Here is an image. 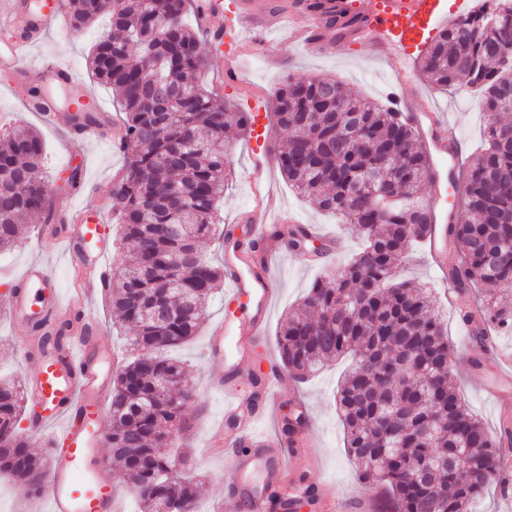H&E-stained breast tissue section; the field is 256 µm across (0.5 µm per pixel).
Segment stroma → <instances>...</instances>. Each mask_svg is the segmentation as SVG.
<instances>
[{"label":"stroma","instance_id":"obj_1","mask_svg":"<svg viewBox=\"0 0 512 512\" xmlns=\"http://www.w3.org/2000/svg\"><path fill=\"white\" fill-rule=\"evenodd\" d=\"M225 28L227 33L222 43L207 45L198 82L206 91L231 103L237 110H245L248 101L273 95L287 77L332 76L353 93L382 105L389 104L396 96L420 95L434 109L447 112L448 131L462 141L465 153H472L481 143L487 122L481 97L471 91L441 90L428 82L419 67H412V82L404 86L397 84L396 75L384 58L358 52L356 47L348 44L339 52L332 49L319 51L298 39L286 41L275 31L259 35L238 31L231 17L227 18ZM110 30L108 19L102 18L80 33L66 36L55 31L42 33L30 51L28 72L17 77L15 82L29 89L35 88L38 66L43 59L64 60L84 82L89 83L91 92L105 103L113 118L121 119L122 113L111 89L93 83L88 66L93 43ZM245 41L250 42L251 49L238 60L239 79L233 84L226 83L224 55ZM9 83L0 76V128L22 122L40 133L46 147V191L49 198H56L69 191L68 178L74 165L67 161L57 133L9 91ZM247 141V135H240L234 142L236 152L229 158L232 178L224 190V201L216 216L222 225L232 223L253 202L245 174ZM84 151L87 158L84 185L80 195L74 197L73 204L102 207L110 234H117V220L110 208L116 176L125 166V157L123 153L113 151L111 141L106 139L88 143ZM272 185L273 192L267 200L269 211H293L304 223L319 225L323 232L334 235L337 262L348 260L359 250L360 240L334 216L318 211L307 199L294 193L280 171H273ZM46 222L43 216L32 220L25 227L21 245L0 254V308L10 301L11 279L18 277L27 263L34 260L44 261L53 268L63 294H70L76 288L78 276L74 262L61 253L53 239L40 233ZM276 273L277 296L266 331L258 338L249 335L244 338L251 358L238 379V387L247 397L255 390L254 378L268 375L271 367L279 362L277 332L283 319L301 303L312 282L326 275L327 270L319 264L302 263L280 255L276 258ZM398 277L427 283L432 303L444 319L448 340L454 348L449 381L485 426L491 432H498L502 417H512V336L495 339L503 356L499 367L475 368L472 364L475 349L465 345L461 335V318L457 312L459 299L449 296L443 276L427 257L424 245H416L410 257L400 262ZM223 316L224 296L219 293L209 300L202 313L199 336L174 351L175 356L190 361L195 367V398L186 407L184 416L191 425L186 434L184 467L203 484L200 512H215L232 480L231 472L224 466L227 453L224 441L210 438L212 425L224 416V397L209 389V368L203 357L210 327ZM348 365V360L340 358L308 377L305 383L284 386L278 397L276 413L262 418L258 429L263 433L283 434L285 422L296 418L298 405H305L313 429V439L305 453L307 457H320L322 466L313 469L304 460L296 465L295 474L306 475L308 483L315 486L324 480L337 484L352 496L372 494L371 512H382L389 490L366 486L346 448L335 395Z\"/></svg>","mask_w":512,"mask_h":512}]
</instances>
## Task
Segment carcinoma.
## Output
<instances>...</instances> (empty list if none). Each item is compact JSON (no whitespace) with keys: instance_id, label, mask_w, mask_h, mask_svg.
Segmentation results:
<instances>
[{"instance_id":"carcinoma-1","label":"carcinoma","mask_w":512,"mask_h":512,"mask_svg":"<svg viewBox=\"0 0 512 512\" xmlns=\"http://www.w3.org/2000/svg\"><path fill=\"white\" fill-rule=\"evenodd\" d=\"M191 0H67L72 29L81 32L103 14L116 36H102L90 70L112 89L124 114L125 170L112 193L127 254L113 275L112 307L129 336L132 355L116 368L107 439L121 462L118 476L134 492L139 512L167 503L197 512L198 480L174 469L166 449L185 427L194 396L192 370L168 355L197 335L200 315L224 279V266L201 244L227 229L214 224L224 197L228 138L247 129V113L212 98L196 83L207 34L184 18ZM494 17L455 22L439 31L420 56L437 86L465 84L492 117L512 112V0ZM174 86L156 95V82ZM277 123L289 132L276 150L281 173L318 209L338 216L362 240L336 274L316 281L278 333L282 367L299 380L349 355L353 365L338 390L346 445L362 479L391 491L386 512H474L481 493L499 477L503 439L492 435L448 383L453 348L426 288L398 281L396 263L426 237V205L417 189L427 180L418 133L396 112L346 90L334 77H290L275 92ZM41 135L18 125L0 135V252L18 242L23 225L50 211L43 180ZM464 219L448 225V249L458 262L447 278L460 299L494 284L496 294L462 303L472 324L482 368L490 348L486 327L512 334V124L489 121L484 144L462 170ZM182 199L186 241L165 236L173 220L162 189ZM297 248L311 239L303 224L286 228ZM175 314L158 324L144 316L155 305ZM21 384L0 380V473L41 486L49 461L21 432Z\"/></svg>"}]
</instances>
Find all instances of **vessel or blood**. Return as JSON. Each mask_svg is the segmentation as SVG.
<instances>
[{"label": "vessel or blood", "instance_id": "b4317fda", "mask_svg": "<svg viewBox=\"0 0 512 512\" xmlns=\"http://www.w3.org/2000/svg\"><path fill=\"white\" fill-rule=\"evenodd\" d=\"M464 0H289L288 19L300 33L314 38L326 29L330 19L354 14L353 29L357 47H371L385 56L400 82L410 80V60L417 48L428 42L452 9ZM232 11L238 24L257 31L260 19L276 21L280 15L275 0H202L199 22L215 37L224 34V13ZM65 14L64 0H0V72L21 74L31 34L57 25ZM32 111L40 113L76 154L98 135L96 125H79L75 115L82 106L104 112L73 68L59 60L49 61L40 69V83L29 93ZM273 99H264L250 108L249 148L252 165L251 188L257 201L267 197L265 185L273 167L270 150ZM397 111L415 126L429 157L427 179L431 199L427 206L430 232L427 253L436 266H444L448 254L449 225L458 223L461 208L448 201V179L463 145L448 133L444 113L429 107L418 97L396 100ZM69 229L59 233L65 251L80 259L93 283L107 286L111 273L104 261L110 253L108 228L104 215L94 207L68 208ZM292 214L277 213L273 219L250 222L249 236L266 240L271 226L293 223ZM226 299L245 301L243 320L225 317L214 323L206 344L209 382L224 396V419L215 431L227 434L226 445L233 454L227 462L236 478L235 492L225 494V512H268L265 491L280 489L282 496H295L293 484L283 476L295 464L296 447L308 441L310 430L301 427L294 441L256 430L257 419L248 414L237 378L246 350L236 359H227L225 344L230 337L249 334L261 336L272 310L277 279L272 262L248 264L233 243L224 245ZM12 331L25 335H45L47 325L63 331L58 347L38 346L20 349L24 357H35L36 367L26 379V394L33 404L29 431L38 435L57 427L54 455L49 476L38 494L49 512H121L112 482L102 457L104 439L103 400L108 379L99 363L105 346L99 338L100 327L85 302L63 297L51 267L42 261L29 262L14 281L8 308ZM236 422L233 431H225V422ZM314 512H348L349 503L334 484L324 482L310 496Z\"/></svg>", "mask_w": 512, "mask_h": 512}]
</instances>
